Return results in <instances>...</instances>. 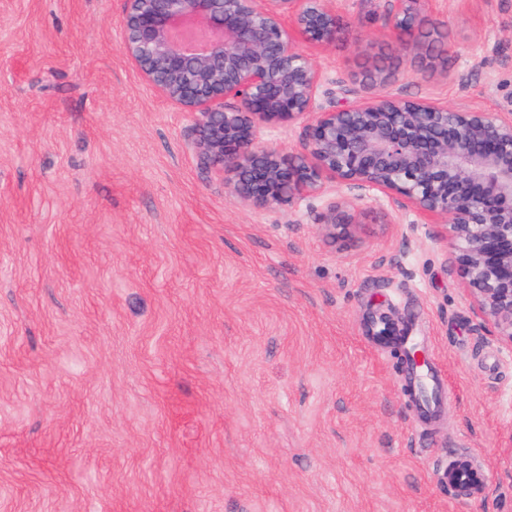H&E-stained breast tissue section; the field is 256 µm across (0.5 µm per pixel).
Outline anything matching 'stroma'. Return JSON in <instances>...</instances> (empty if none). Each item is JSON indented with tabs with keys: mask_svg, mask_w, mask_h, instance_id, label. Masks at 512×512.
Listing matches in <instances>:
<instances>
[{
	"mask_svg": "<svg viewBox=\"0 0 512 512\" xmlns=\"http://www.w3.org/2000/svg\"><path fill=\"white\" fill-rule=\"evenodd\" d=\"M123 0H0V512H512V344L406 203H241L191 118L121 52ZM302 49L327 81L400 61L384 94L512 110V0H424L420 72L382 0ZM424 337L451 394L421 420L371 321ZM489 482L458 499L437 467ZM355 211L357 206L353 201L329 197L318 214V222L326 235L336 238V230L341 232L349 224L355 223Z\"/></svg>",
	"mask_w": 512,
	"mask_h": 512,
	"instance_id": "stroma-1",
	"label": "stroma"
}]
</instances>
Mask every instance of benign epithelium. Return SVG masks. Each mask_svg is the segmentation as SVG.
<instances>
[{
  "instance_id": "1",
  "label": "benign epithelium",
  "mask_w": 512,
  "mask_h": 512,
  "mask_svg": "<svg viewBox=\"0 0 512 512\" xmlns=\"http://www.w3.org/2000/svg\"><path fill=\"white\" fill-rule=\"evenodd\" d=\"M390 27L413 40L422 68L442 55L422 0H384ZM121 51L141 78L190 115L201 167L240 201L269 211L322 195L332 180L406 200L446 226L455 263L480 313L512 345V113L448 108L327 82L299 41L329 46L346 27L333 0H124ZM371 64L352 81L391 84ZM303 127L289 157L261 143L267 130ZM356 204L329 197L324 232L355 223Z\"/></svg>"
}]
</instances>
